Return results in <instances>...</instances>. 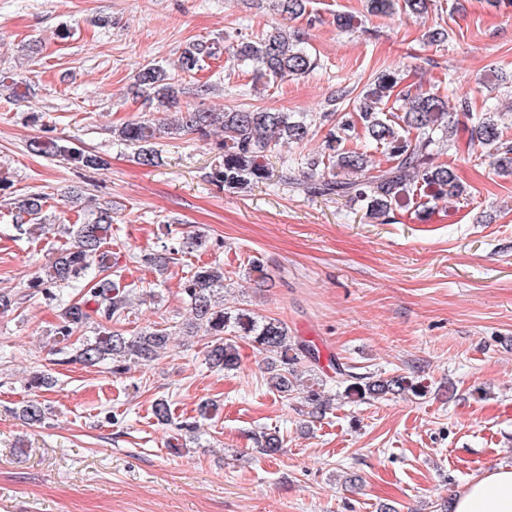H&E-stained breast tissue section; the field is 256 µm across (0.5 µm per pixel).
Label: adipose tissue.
<instances>
[{
    "label": "adipose tissue",
    "mask_w": 512,
    "mask_h": 512,
    "mask_svg": "<svg viewBox=\"0 0 512 512\" xmlns=\"http://www.w3.org/2000/svg\"><path fill=\"white\" fill-rule=\"evenodd\" d=\"M452 512H512V466H497L474 477L457 493Z\"/></svg>",
    "instance_id": "adipose-tissue-1"
}]
</instances>
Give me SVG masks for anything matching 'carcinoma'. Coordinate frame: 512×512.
I'll return each mask as SVG.
<instances>
[{"label": "carcinoma", "mask_w": 512, "mask_h": 512, "mask_svg": "<svg viewBox=\"0 0 512 512\" xmlns=\"http://www.w3.org/2000/svg\"><path fill=\"white\" fill-rule=\"evenodd\" d=\"M281 14L299 18L306 12V0H277ZM428 0H368V10L374 14L392 16L404 14L419 17L427 13ZM226 52L234 60L252 65L260 77L284 80L304 76L317 67L316 60L296 38H288L274 29L254 41H242L224 48L218 43L200 41L182 53L180 71L196 72L206 58ZM402 78L392 71L377 75L371 87L359 97L354 112L337 115L326 112L324 117H338L337 131L329 133L321 153L308 160L312 177L303 183L304 191L312 196L340 197L365 211L370 219L385 220L397 208H410L417 200L437 201L458 197L464 189L455 172L445 164L433 163L441 144L452 141L453 130L448 126V98L422 90L417 86H401ZM134 96L167 109L177 105L178 89L174 77L163 67L148 63L136 74L132 85ZM402 102V111L390 112L391 97ZM471 125L467 128V146L471 154L488 162L503 175L512 174V140L502 130L495 112L467 113ZM361 127L369 142L382 150L386 165L370 163L366 152L345 145L347 133ZM217 131L224 138L213 142L218 164L211 169L212 181L228 189H244L273 178L269 155L285 142L301 144L309 139L311 124L301 116L272 109L210 110L189 105L177 111L169 123H156L150 118L128 121L115 133L134 152L136 161L146 167L159 164L156 139L162 135H194L207 139ZM32 151L44 157L59 158L79 168L99 170L106 165L101 156L44 138L32 143ZM47 197L41 194L24 196L14 202L16 218L36 226L44 225L43 208ZM112 211L100 209L93 217L64 228L71 244L59 248L43 273L36 276L30 288L61 307V320L54 338L68 341L91 321H96V336L79 337L74 360L94 367L112 362V374L125 373L131 364L147 365L159 359L169 342L165 328H146L127 337L108 323L118 321L130 307L132 290L119 281L103 277L74 300L68 289L86 279L90 271L106 273L118 265L117 253L112 251ZM182 252L176 246H163L157 253L145 256V262L166 266ZM224 268L214 263L195 266L184 281L183 293L190 305L192 320L190 335L203 334L210 338L206 351L208 365L217 370L232 371L239 367L237 339L246 338L260 350L274 352V366L269 384L278 392L292 391L295 365L304 357H315L314 349L288 336V327L272 317H258L248 309L227 311L215 299V292L224 288ZM345 385L346 394L382 398L408 389L406 377H369L364 383L350 380L351 374L340 365L330 364ZM315 418L323 416L331 404L320 391L308 386L304 396ZM155 418L167 423L172 419L168 399L160 397L152 405ZM20 416L26 421L44 419L42 403L36 399L21 406ZM259 452L271 456L283 447L284 439L275 432L255 438Z\"/></svg>", "instance_id": "cac0c4a2"}]
</instances>
